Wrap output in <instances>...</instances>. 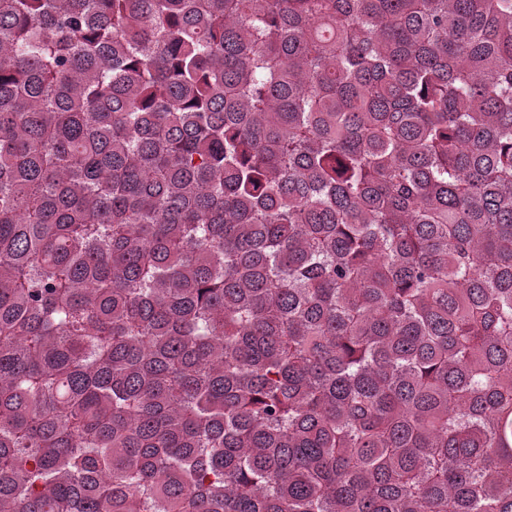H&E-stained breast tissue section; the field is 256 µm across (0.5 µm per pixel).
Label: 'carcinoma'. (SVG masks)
Returning a JSON list of instances; mask_svg holds the SVG:
<instances>
[{"mask_svg":"<svg viewBox=\"0 0 512 512\" xmlns=\"http://www.w3.org/2000/svg\"><path fill=\"white\" fill-rule=\"evenodd\" d=\"M0 512H512V0H0Z\"/></svg>","mask_w":512,"mask_h":512,"instance_id":"carcinoma-1","label":"carcinoma"}]
</instances>
